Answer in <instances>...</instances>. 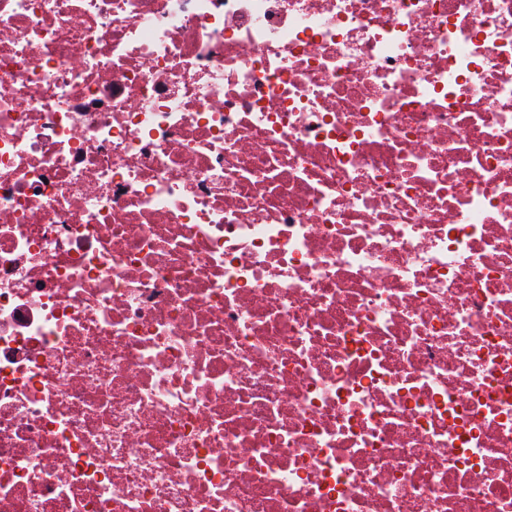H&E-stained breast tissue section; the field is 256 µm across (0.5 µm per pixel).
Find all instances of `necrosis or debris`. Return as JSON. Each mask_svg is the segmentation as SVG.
I'll return each instance as SVG.
<instances>
[{"instance_id": "necrosis-or-debris-1", "label": "necrosis or debris", "mask_w": 512, "mask_h": 512, "mask_svg": "<svg viewBox=\"0 0 512 512\" xmlns=\"http://www.w3.org/2000/svg\"><path fill=\"white\" fill-rule=\"evenodd\" d=\"M0 512H512V0H0Z\"/></svg>"}]
</instances>
